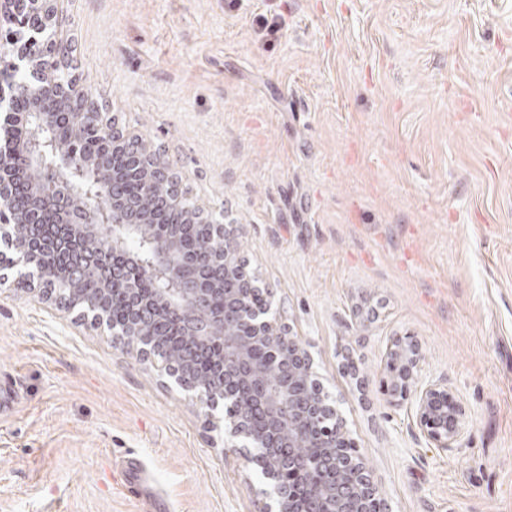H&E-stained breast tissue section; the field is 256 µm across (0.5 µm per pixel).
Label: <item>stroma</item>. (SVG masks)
I'll return each instance as SVG.
<instances>
[{
  "instance_id": "35a3bbf8",
  "label": "stroma",
  "mask_w": 512,
  "mask_h": 512,
  "mask_svg": "<svg viewBox=\"0 0 512 512\" xmlns=\"http://www.w3.org/2000/svg\"><path fill=\"white\" fill-rule=\"evenodd\" d=\"M75 75L244 227L391 512H512V0H70ZM279 27L264 29L261 18ZM466 408L427 445L388 340ZM355 374L342 373L346 362ZM0 512H259L203 409L78 311L0 287ZM125 474L132 484L148 487L152 480L150 473L146 470L143 461L136 455L125 457Z\"/></svg>"
}]
</instances>
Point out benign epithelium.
I'll return each mask as SVG.
<instances>
[{"label":"benign epithelium","instance_id":"7a95c632","mask_svg":"<svg viewBox=\"0 0 512 512\" xmlns=\"http://www.w3.org/2000/svg\"><path fill=\"white\" fill-rule=\"evenodd\" d=\"M75 41L65 8V0H0V261L17 269V284L44 301L66 306L60 288L34 252V242L58 243L57 237L44 231L47 212L56 214L66 225L69 239L90 234L98 224L111 227L112 235L92 256L78 259L69 268L65 287L77 296L84 321L122 341L139 360L169 388L195 398L205 408L210 429L223 434L224 453L244 449L254 465V490L263 500L265 512H299L294 497L281 482L279 470L271 458L273 449L268 434L278 436L282 447L334 448L348 445L354 438L340 407L324 391L317 377L314 358L300 337L287 329L280 311L271 302L253 306L248 297L257 285L240 267L237 256L240 231L223 225L217 218L203 217L201 206L176 191L167 205L174 214L209 224L217 230L216 239L224 242L221 250L211 248L188 263L180 239L173 235L158 239L149 232L145 211L116 200L111 181L100 157L86 155L74 143L53 138L61 123L74 129L97 117L102 133L124 145H132L144 155L147 188L162 178L176 181L181 172L172 168L164 156L135 130L118 126L112 113L91 112L93 95L77 77L70 75ZM21 99L31 110L20 112ZM24 128L28 136L18 139L12 130ZM36 169L41 178L32 181L28 206L15 205L14 182L18 166ZM111 254H121L144 271L153 284V296L141 297L139 289H129L138 303L135 312L138 329L133 331L111 322L104 305V294L117 273L107 262ZM212 261L224 265V279L240 281L239 288H203L197 272ZM224 294V312H213L217 293ZM167 313L175 317L188 335L194 337L199 352L209 351L212 340L224 341L222 366L224 390L207 384L187 385L172 370L169 359L148 328L155 318ZM268 349L264 361L255 359V350ZM288 370V382L269 380L272 370ZM382 392L389 403L401 406L410 402L422 435L433 448H455L466 430V412L447 385L439 381L422 382L418 378L421 357L417 348L405 351L401 343L386 344L382 360ZM308 383L313 396L301 407L294 394V383ZM262 406L268 430L252 425L251 400ZM310 507L307 512H388L371 476L362 463L342 471L330 488H307Z\"/></svg>","mask_w":512,"mask_h":512}]
</instances>
